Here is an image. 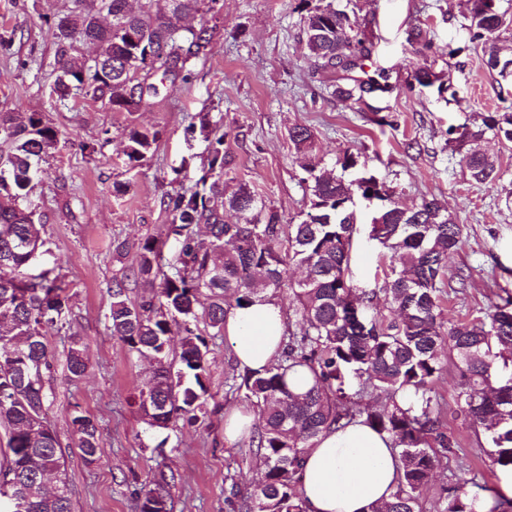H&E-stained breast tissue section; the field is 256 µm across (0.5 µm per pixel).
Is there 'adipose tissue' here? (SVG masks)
I'll list each match as a JSON object with an SVG mask.
<instances>
[{
  "mask_svg": "<svg viewBox=\"0 0 512 512\" xmlns=\"http://www.w3.org/2000/svg\"><path fill=\"white\" fill-rule=\"evenodd\" d=\"M287 328L283 310L269 299L228 311L224 330L241 369L274 363ZM398 463L387 436L353 422L323 432L301 464L305 512H369L388 500Z\"/></svg>",
  "mask_w": 512,
  "mask_h": 512,
  "instance_id": "adipose-tissue-1",
  "label": "adipose tissue"
}]
</instances>
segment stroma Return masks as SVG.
Returning a JSON list of instances; mask_svg holds the SVG:
<instances>
[{"label":"stroma","instance_id":"35a3bbf8","mask_svg":"<svg viewBox=\"0 0 512 512\" xmlns=\"http://www.w3.org/2000/svg\"><path fill=\"white\" fill-rule=\"evenodd\" d=\"M319 0H220L215 33L205 55L167 76L159 96L136 112H115L91 98L51 96L57 67L50 19L71 0H0V112H38L57 132V145L41 162L29 199L36 222L68 286L65 316L46 328L50 372L45 373L47 419L67 460L74 512H139L141 493L161 488L169 512H230L225 476L236 463L241 492L253 490L260 471L246 457L248 439H224V411L247 407L225 381L235 370L225 334L205 330L208 344V409L195 424L159 430L144 423L132 401L152 372L145 357L113 337L108 319L114 281L132 277L139 247L151 239L167 259L178 247L166 228V199L190 189L206 170L208 138L223 137L230 164L227 186L243 184L274 206L285 221L298 220L309 200L308 174L295 160L289 139L297 124L311 128L325 167L351 152L404 206L436 199L456 215L462 246L449 255L447 276H464L463 289H445L442 309L454 321L489 311L498 294L512 292V143L486 129L491 113L512 110L503 83L486 65L491 49L472 41L463 15L465 0H335L353 11L373 42L368 69L388 70L393 90L365 104L340 102L305 54L303 21ZM423 27L428 56L411 53L406 32ZM428 65L449 89L437 92L414 82ZM207 123L208 133H188ZM481 132L480 147L498 158L503 176L493 183L470 180L459 153L448 144L458 126ZM155 132L157 141L129 165L123 133ZM184 178L173 170L182 159ZM378 202L355 198L358 223L350 271L364 289L381 285L383 248L369 236ZM86 347L87 371L72 378L67 353L72 337ZM90 416L100 438V457L85 465L76 446L72 413ZM446 427L456 454L441 459L423 512H436L441 488L475 479L503 495L512 471L490 467V433L448 413Z\"/></svg>","mask_w":512,"mask_h":512}]
</instances>
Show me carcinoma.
Instances as JSON below:
<instances>
[{"label":"carcinoma","mask_w":512,"mask_h":512,"mask_svg":"<svg viewBox=\"0 0 512 512\" xmlns=\"http://www.w3.org/2000/svg\"><path fill=\"white\" fill-rule=\"evenodd\" d=\"M73 8L54 24L59 70L51 94L59 99L89 96L114 112H136L143 96L160 88L140 80L158 70L175 74L189 57L204 52L213 28H181L174 20L209 14L218 0H72ZM500 0H466L464 19L472 39L491 48L487 67L512 78V57H500L494 45L512 33V15ZM303 32L307 55L317 69L336 77L333 93L344 103H364L392 91L389 76L372 75L365 61L373 43L357 21L329 2L308 12ZM415 54L425 56L431 42L419 26L407 31ZM93 44L86 59L76 43ZM413 80L430 87L440 76L419 67ZM438 85V84H436ZM447 90L438 85V92ZM487 127L512 142V113L490 115ZM128 163L151 151L156 134L126 133ZM296 162L312 181L308 210L295 224L245 186L224 191L220 180L229 159L223 138L209 143L207 174L195 188L169 199L173 215L168 232L178 245V264L167 266L163 251L147 239L141 245L134 277L151 297L135 303L126 283L110 288L112 335L130 350L155 359L157 370L139 389L138 409L145 422L164 418L194 424L207 401L208 347L201 327L224 329L226 313L253 302L266 289L288 287L293 296L294 327L276 363L229 377L230 388L245 391L258 415L251 445L262 480L247 496L236 474L227 471V502L235 512H305L300 468L307 448L332 427L360 421L385 434L397 450L399 482L390 500L370 512H422V496L432 483L439 460L456 442L448 435L447 407L433 398L443 371V357L456 368L459 384L455 411L473 427L492 433L494 465L512 468V296L491 305L484 316L445 322L440 293L446 260L460 248L461 227L434 199L414 209L395 200L371 224L372 239L386 249L388 272L379 289L360 290L349 277L357 218L351 208L356 193L378 185L374 176L349 180L359 166L346 151L336 169L320 167L315 136L306 125L289 132ZM477 134L455 139L461 162L477 183L501 178L495 157L476 144ZM57 133L36 112H0V426L9 435L10 459L0 467V512H72L65 454L44 409L42 371L50 368L44 329L61 320L68 303L66 287L53 270L33 273L32 254L42 250L43 225L23 205L38 163L55 147ZM213 181H208V178ZM208 240L195 237L199 224ZM303 267L305 277L288 281V267ZM207 290L210 302L198 295ZM383 294L387 313L368 315ZM182 333L178 370H173L171 331ZM87 369L85 346L74 338L68 370L75 378ZM85 464L99 459L101 440L89 416L71 419ZM482 502L466 485L446 488L437 512H479Z\"/></svg>","instance_id":"cac0c4a2"}]
</instances>
